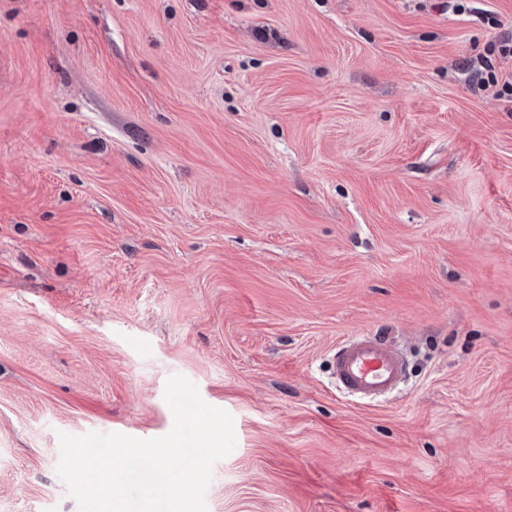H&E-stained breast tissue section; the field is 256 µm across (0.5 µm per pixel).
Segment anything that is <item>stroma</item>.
<instances>
[{
  "label": "stroma",
  "instance_id": "stroma-1",
  "mask_svg": "<svg viewBox=\"0 0 512 512\" xmlns=\"http://www.w3.org/2000/svg\"><path fill=\"white\" fill-rule=\"evenodd\" d=\"M440 3L0 0V512H78L60 433L167 434L175 374L208 512H512V0ZM332 377L336 387L361 400H385L404 382L406 361L385 336H351L336 347Z\"/></svg>",
  "mask_w": 512,
  "mask_h": 512
}]
</instances>
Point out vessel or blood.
<instances>
[{
  "label": "vessel or blood",
  "instance_id": "obj_1",
  "mask_svg": "<svg viewBox=\"0 0 512 512\" xmlns=\"http://www.w3.org/2000/svg\"><path fill=\"white\" fill-rule=\"evenodd\" d=\"M337 388L365 401L384 400L398 391L406 361L385 336H351L336 347L331 362Z\"/></svg>",
  "mask_w": 512,
  "mask_h": 512
}]
</instances>
